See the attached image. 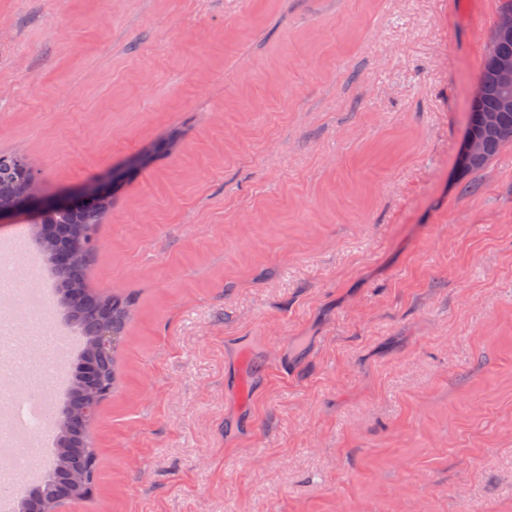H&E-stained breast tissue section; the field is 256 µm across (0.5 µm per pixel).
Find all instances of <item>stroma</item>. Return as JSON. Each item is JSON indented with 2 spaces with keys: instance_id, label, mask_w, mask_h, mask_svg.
<instances>
[{
  "instance_id": "1",
  "label": "stroma",
  "mask_w": 512,
  "mask_h": 512,
  "mask_svg": "<svg viewBox=\"0 0 512 512\" xmlns=\"http://www.w3.org/2000/svg\"><path fill=\"white\" fill-rule=\"evenodd\" d=\"M505 3L0 0V153L125 174L68 512H512V143L456 167Z\"/></svg>"
}]
</instances>
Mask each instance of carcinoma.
Returning <instances> with one entry per match:
<instances>
[{"label":"carcinoma","instance_id":"obj_1","mask_svg":"<svg viewBox=\"0 0 512 512\" xmlns=\"http://www.w3.org/2000/svg\"><path fill=\"white\" fill-rule=\"evenodd\" d=\"M479 78L485 83V96L477 107H470L467 123H472L480 111L498 112L500 132L486 141L483 163L468 173L483 170L506 144L512 143V109L500 110L502 90L486 68ZM23 157L0 154V191L6 200L20 197L19 165ZM111 205L106 194L94 196L68 211H53L37 216L32 224V243L42 262L55 278V294L69 323L82 339L80 355L74 363L68 385L67 402L58 416L53 448L55 469L42 484L32 488L33 495L25 500L20 512H54L61 488L57 480L64 474L73 496L83 498L91 491L97 467L98 453L93 447L89 427L92 418L80 419L77 413L92 403L99 408L103 398L112 391L116 379V353L124 342V333L131 319L134 301L129 297L102 294L87 286L86 274L94 260L95 229ZM64 246L78 250L84 258L76 268H65L58 250ZM96 365L100 394L91 400L85 389L82 366Z\"/></svg>","mask_w":512,"mask_h":512}]
</instances>
